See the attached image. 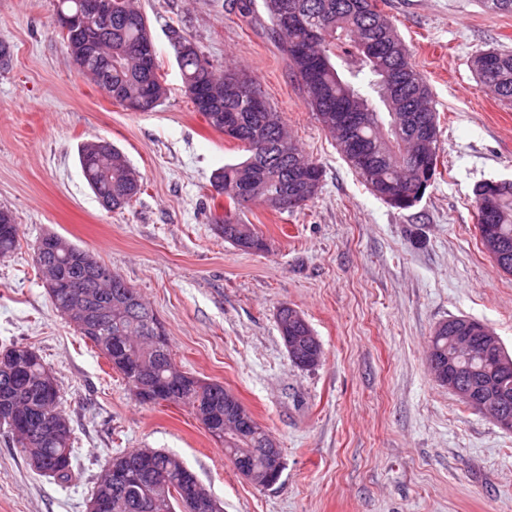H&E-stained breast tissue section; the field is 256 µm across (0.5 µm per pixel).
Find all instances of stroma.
<instances>
[{
	"label": "stroma",
	"instance_id": "stroma-1",
	"mask_svg": "<svg viewBox=\"0 0 512 512\" xmlns=\"http://www.w3.org/2000/svg\"><path fill=\"white\" fill-rule=\"evenodd\" d=\"M158 49L167 98L130 112L72 67L55 0H0V208L19 247L0 259V350L32 348L60 389L75 476L36 472L0 425V512H87L113 457L178 455L224 512H512V432L462 404L428 368L448 319L489 327L512 353V275L483 250L474 189L512 179V105L484 91L477 53L512 51V14L483 0H377L426 77L439 115L440 163L399 210L374 196L308 109L262 0H137ZM216 64L246 68L288 132L321 167L315 198L292 213L244 214L267 244L245 253L210 224L209 179L244 153L184 92L170 29ZM102 138L144 177L105 211L78 148ZM90 250L163 324L176 364L223 384L275 436L285 469L271 489L246 482L189 407L139 404L121 374L53 307L34 262L45 234ZM298 309L323 358L304 370L276 327Z\"/></svg>",
	"mask_w": 512,
	"mask_h": 512
}]
</instances>
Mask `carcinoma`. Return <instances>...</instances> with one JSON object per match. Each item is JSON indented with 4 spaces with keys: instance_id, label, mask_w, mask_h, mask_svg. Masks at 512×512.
Masks as SVG:
<instances>
[{
    "instance_id": "cac0c4a2",
    "label": "carcinoma",
    "mask_w": 512,
    "mask_h": 512,
    "mask_svg": "<svg viewBox=\"0 0 512 512\" xmlns=\"http://www.w3.org/2000/svg\"><path fill=\"white\" fill-rule=\"evenodd\" d=\"M293 4L304 15L309 29L316 32L309 52L299 53L305 32L286 28L277 43L289 62L293 76L299 83L305 102L321 127L336 140V146L347 164L373 194H378L388 183L403 185L412 179L413 168L421 159L429 158L426 171L434 177L438 156H427L426 147L416 142L413 153L405 152V141L396 137L384 139L378 125H388L390 113L423 102L428 112L436 115L432 107L431 88L424 75L412 62L410 50L394 30L392 21L379 11L374 0H263L270 25H275L281 5ZM97 58L112 59V68L97 86L112 100L151 97L157 103L166 95V87L158 74L159 64L145 67L139 48L152 39L146 17L134 6V0H112V17L100 27ZM171 41L181 45L175 52L185 93L214 130L238 142L245 152L242 160L226 164L213 174L211 186L220 188L218 194L228 201L224 218L219 221L210 216L224 241L245 253L257 247L267 250L266 240L255 235L241 239L227 230V226L251 229L243 218L245 197L255 199L254 205L272 213L292 212L295 207H280L276 200L289 189L290 172L296 166L312 168L317 177L322 169L292 140L284 123L274 110L257 112L251 101L249 87L232 95L224 89L226 75L218 74L214 66L200 52L196 43L171 30ZM472 66L483 89L500 101L512 103V52L488 50L472 59ZM394 72L402 80L399 98L388 104L375 99L385 75ZM355 105L365 111L366 122L350 139L345 141L336 128V116ZM254 128L266 131L261 143L249 141ZM97 140H88L79 148L82 175L99 203L112 202L105 210H122L137 199L143 191V177L129 163L125 155L111 146L107 153L100 152ZM359 153L374 157L375 167L364 169L356 160ZM492 232L512 239V182L501 181L495 186ZM19 246L18 224L13 213L0 209V257L13 254ZM86 250L57 234L42 238L34 250L33 262L45 278H52L58 287L49 292L52 305L59 312L82 304L91 308L96 316L82 320L81 315L71 323L78 333L89 340L112 367L127 375L126 354L132 353L143 369L156 383L177 385L178 403L190 407L196 417L207 422L213 419L224 426V436L214 440L224 446V453L238 465L243 462L257 470L266 468V459L260 453L269 432L254 418L251 426L236 431L232 417L236 415L225 399L224 385L203 382L182 371L172 357L170 347L160 351L150 347L146 331L161 325L149 305L136 289L130 287L118 274L112 276L108 288L95 286V270L84 262ZM121 294L126 299L124 308L112 305V298ZM280 336L300 342V350L291 357L302 369H312L313 332L305 320L295 317L291 308H280L276 316ZM460 365L467 377L461 380L470 386L468 375L494 373L508 397L507 410L512 415V355L501 351V358L490 359L480 355V348L461 351ZM46 366L40 356L31 354L24 372L15 375L0 367V406H13L14 420L24 421L39 417L45 405L40 386ZM16 447L26 457L43 460L40 473L60 482H67L73 474V440L67 434L61 442L38 441L25 432L16 434ZM148 469L141 475L136 490L115 486L112 468L135 470L142 462ZM184 462L176 455L161 449L136 448L112 458L111 468L100 477L92 497H107L112 501V512H142L140 500L151 497L156 502L155 512H185L182 499L173 493L175 480Z\"/></svg>"
}]
</instances>
